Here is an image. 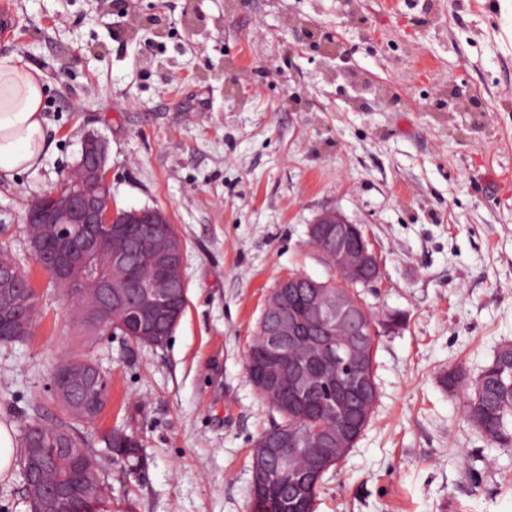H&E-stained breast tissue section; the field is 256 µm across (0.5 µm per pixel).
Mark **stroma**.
Instances as JSON below:
<instances>
[{
    "mask_svg": "<svg viewBox=\"0 0 512 512\" xmlns=\"http://www.w3.org/2000/svg\"><path fill=\"white\" fill-rule=\"evenodd\" d=\"M0 57L37 68L51 148L0 178V245L33 280L36 325L0 345V420L61 410L51 370L83 354L110 379L78 429H122L116 512H248L273 416L246 373L281 276L327 280L324 213L363 227L381 276L378 400L316 512H512V448L489 442L441 379L475 378L512 342V15L500 0H0ZM109 143L113 208L162 210L185 242L188 306L161 347L86 335L36 265L28 205L85 136ZM400 326L387 329L389 314ZM100 442L105 443V453L113 462L127 464L135 469L142 463V448L133 434H127L123 430L115 429L100 437Z\"/></svg>",
    "mask_w": 512,
    "mask_h": 512,
    "instance_id": "obj_1",
    "label": "stroma"
}]
</instances>
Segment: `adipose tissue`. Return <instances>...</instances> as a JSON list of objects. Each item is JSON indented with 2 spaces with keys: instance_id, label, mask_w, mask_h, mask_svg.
Returning <instances> with one entry per match:
<instances>
[{
  "instance_id": "ef3b65f1",
  "label": "adipose tissue",
  "mask_w": 512,
  "mask_h": 512,
  "mask_svg": "<svg viewBox=\"0 0 512 512\" xmlns=\"http://www.w3.org/2000/svg\"><path fill=\"white\" fill-rule=\"evenodd\" d=\"M38 70L0 58V177L36 168L50 149Z\"/></svg>"
}]
</instances>
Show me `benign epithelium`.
I'll list each match as a JSON object with an SVG mask.
<instances>
[{
    "mask_svg": "<svg viewBox=\"0 0 512 512\" xmlns=\"http://www.w3.org/2000/svg\"><path fill=\"white\" fill-rule=\"evenodd\" d=\"M108 143L105 139L88 135L83 140L80 161L77 167L87 170V186L64 181L57 190L45 199L37 198L30 204L25 221L29 224L30 245L37 264L48 277L72 288L87 284V270L91 263L104 259L109 267L126 265L134 258L141 269L148 272L135 289V299L112 292V281L97 279L89 304L87 319L97 332H110L112 318L131 317L140 330V335L150 336L158 317L166 315L172 325H177L186 308L187 283L184 276V251L181 242L171 235H160L151 246L142 245L127 226L114 224V212L107 185ZM319 224H334L340 230L348 249L342 255L337 268L341 284L345 287L360 281L358 266L367 265L373 279L380 278V266L369 250V241L361 227L345 219L337 212H326L317 220ZM47 230L59 244L56 255L41 252L33 235L36 225ZM26 278L17 262L9 255L0 257V296H14L20 281ZM182 285L180 295L167 287L169 282ZM297 275L288 274L279 278L278 288L271 291L267 305L277 312L275 322L266 331V353L277 358L289 344L302 336L320 334L326 325V311L317 318L304 314V301L293 294ZM31 331L30 318L26 315L15 319L9 329L0 324V339L8 336L22 340ZM336 357L360 367V384L367 394L373 392L372 347L367 339L351 336L337 346ZM261 387L259 395L275 399L283 389L298 403L304 402L308 387L314 376L310 372L303 377L297 371L283 378L265 363L253 364ZM101 376L93 362L75 361L62 375L50 381L53 396L64 401L70 410L88 420L94 419L92 407L82 398V393L98 384ZM304 440L296 432L276 434L268 441L265 451L252 466V486L266 484L270 465L288 469L294 456L301 451Z\"/></svg>",
    "mask_w": 512,
    "mask_h": 512,
    "instance_id": "1",
    "label": "benign epithelium"
}]
</instances>
